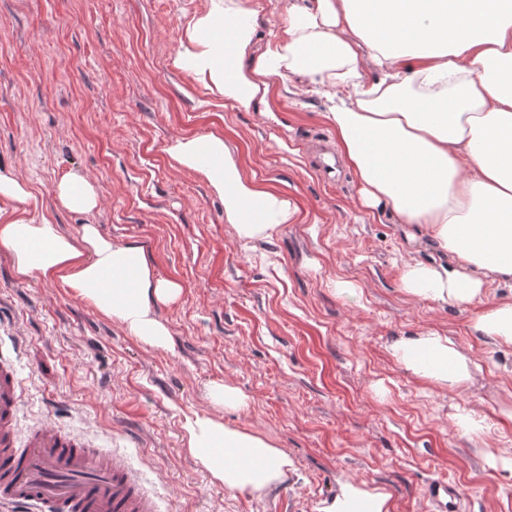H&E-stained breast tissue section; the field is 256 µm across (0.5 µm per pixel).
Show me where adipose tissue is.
<instances>
[{"label":"adipose tissue","instance_id":"obj_1","mask_svg":"<svg viewBox=\"0 0 512 512\" xmlns=\"http://www.w3.org/2000/svg\"><path fill=\"white\" fill-rule=\"evenodd\" d=\"M252 0H204L187 19L176 66L212 96L273 115L291 94L289 76L333 100L324 115L354 172L365 206L389 207L409 239L426 233L452 265L404 263L400 286L418 300L471 310L473 332L512 346V0H290L276 38L256 40ZM381 72L364 79L363 60ZM182 168L224 202L238 238L266 240L293 223L288 196L244 174L223 134L184 136L168 147ZM56 210L93 213L97 187L67 173L54 185ZM15 168L0 162V253L18 278L68 288L129 336L167 349L155 314L178 301L180 281L158 277L143 244L84 224L59 230ZM395 361L416 378L465 389L471 364L452 337L428 331L396 341ZM211 411L188 417L189 454L225 490L260 494L282 483L290 461L259 433L225 424L222 411L248 407L226 382L208 388ZM382 488L346 484L324 512H390Z\"/></svg>","mask_w":512,"mask_h":512}]
</instances>
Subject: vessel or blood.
<instances>
[{
	"label": "vessel or blood",
	"instance_id": "1",
	"mask_svg": "<svg viewBox=\"0 0 512 512\" xmlns=\"http://www.w3.org/2000/svg\"><path fill=\"white\" fill-rule=\"evenodd\" d=\"M23 389L11 353L0 350V506L17 512H159L156 497L126 458L108 456L52 423L36 424L17 439ZM427 498L459 512L461 498L442 481Z\"/></svg>",
	"mask_w": 512,
	"mask_h": 512
}]
</instances>
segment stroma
<instances>
[{
  "label": "stroma",
  "instance_id": "35a3bbf8",
  "mask_svg": "<svg viewBox=\"0 0 512 512\" xmlns=\"http://www.w3.org/2000/svg\"><path fill=\"white\" fill-rule=\"evenodd\" d=\"M200 0H0V162L52 209L77 172L101 194L90 215L54 211L61 230L95 223L143 243L181 298L155 312L171 333L148 348L57 283L17 278L0 257V341L24 388L19 435L52 420L117 452L145 476L159 512H323L344 483L391 495V512H430L424 492L456 485L460 512H512V347L474 333L471 313L417 300L404 262L441 252L362 205L350 168L326 184L307 154L334 141L325 97L297 87L275 119L214 101L175 65ZM223 133L242 168L288 194L295 223L244 242L203 177L168 155L182 136ZM436 331L474 363L467 389L416 379L392 359L403 336ZM226 381L250 399L226 424L288 454L260 495L212 481L185 449L187 416ZM468 408L488 429L468 438Z\"/></svg>",
  "mask_w": 512,
  "mask_h": 512
}]
</instances>
